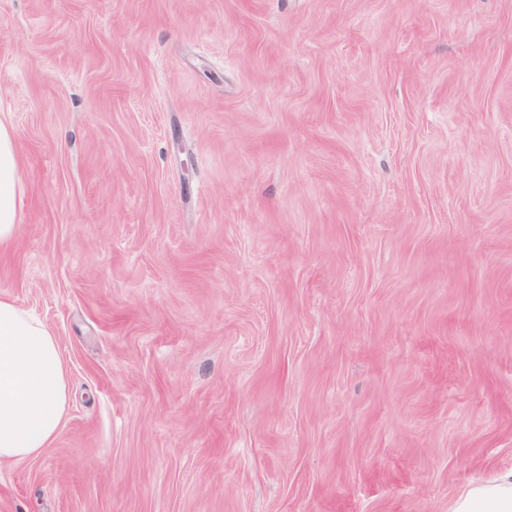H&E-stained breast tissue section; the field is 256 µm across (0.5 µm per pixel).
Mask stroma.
<instances>
[{
  "label": "stroma",
  "instance_id": "obj_1",
  "mask_svg": "<svg viewBox=\"0 0 512 512\" xmlns=\"http://www.w3.org/2000/svg\"><path fill=\"white\" fill-rule=\"evenodd\" d=\"M0 295L66 368L0 512H448L512 469V0H0ZM20 155L12 125L0 117V247L12 243L19 231Z\"/></svg>",
  "mask_w": 512,
  "mask_h": 512
}]
</instances>
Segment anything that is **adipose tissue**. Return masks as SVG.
I'll return each mask as SVG.
<instances>
[{
	"label": "adipose tissue",
	"instance_id": "obj_1",
	"mask_svg": "<svg viewBox=\"0 0 512 512\" xmlns=\"http://www.w3.org/2000/svg\"><path fill=\"white\" fill-rule=\"evenodd\" d=\"M21 188L13 127L0 118V247L18 235ZM67 389L52 331L0 296V466L37 457L55 441ZM450 512H512V470L463 491Z\"/></svg>",
	"mask_w": 512,
	"mask_h": 512
}]
</instances>
